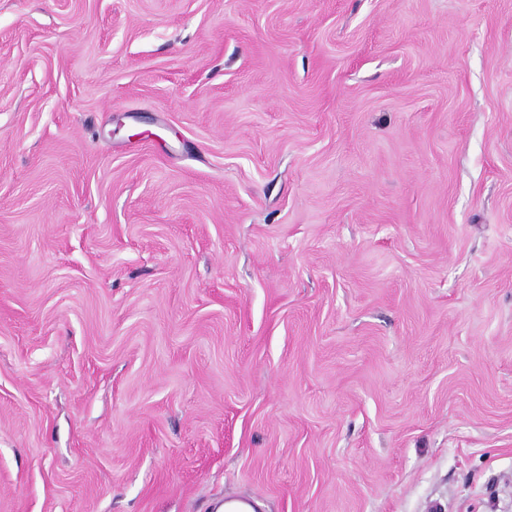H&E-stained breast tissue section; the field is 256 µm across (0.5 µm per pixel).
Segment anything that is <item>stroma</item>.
<instances>
[{
  "mask_svg": "<svg viewBox=\"0 0 512 512\" xmlns=\"http://www.w3.org/2000/svg\"><path fill=\"white\" fill-rule=\"evenodd\" d=\"M512 512V0H0V512Z\"/></svg>",
  "mask_w": 512,
  "mask_h": 512,
  "instance_id": "stroma-1",
  "label": "stroma"
}]
</instances>
